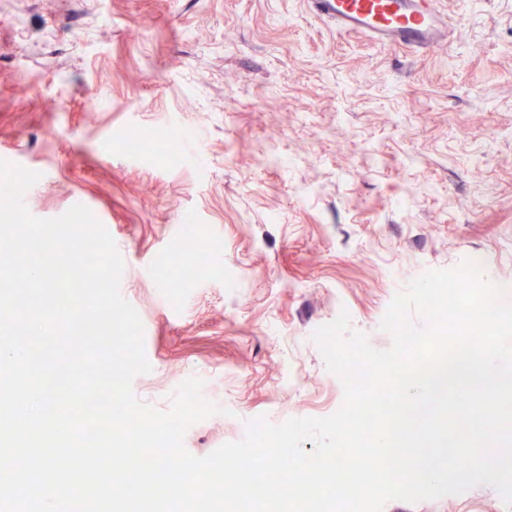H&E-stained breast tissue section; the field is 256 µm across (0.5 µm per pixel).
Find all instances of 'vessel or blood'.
I'll return each mask as SVG.
<instances>
[{
  "instance_id": "obj_1",
  "label": "vessel or blood",
  "mask_w": 512,
  "mask_h": 512,
  "mask_svg": "<svg viewBox=\"0 0 512 512\" xmlns=\"http://www.w3.org/2000/svg\"><path fill=\"white\" fill-rule=\"evenodd\" d=\"M311 8L339 34L382 48L444 47L456 34L437 0H311Z\"/></svg>"
}]
</instances>
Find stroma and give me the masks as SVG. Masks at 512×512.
I'll use <instances>...</instances> for the list:
<instances>
[{
  "label": "stroma",
  "mask_w": 512,
  "mask_h": 512,
  "mask_svg": "<svg viewBox=\"0 0 512 512\" xmlns=\"http://www.w3.org/2000/svg\"><path fill=\"white\" fill-rule=\"evenodd\" d=\"M459 29L414 52L338 35L307 0H0V161L39 172L25 204H81L124 260L157 409L187 378L249 422L336 412L311 335L348 312L388 348L393 298L485 261L512 279V0H439ZM149 145L128 150L127 132ZM207 257L176 268L187 226ZM383 512H512L491 486Z\"/></svg>",
  "instance_id": "stroma-1"
}]
</instances>
